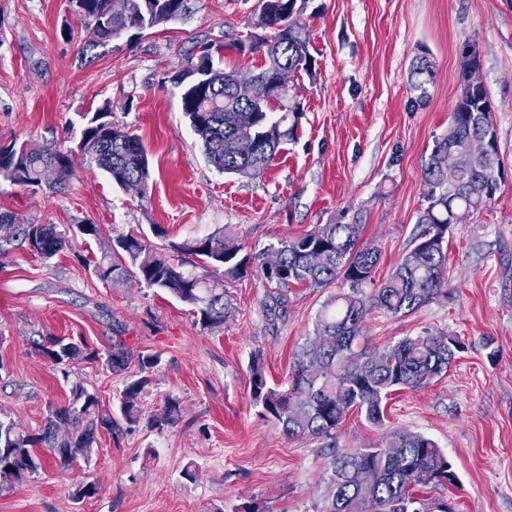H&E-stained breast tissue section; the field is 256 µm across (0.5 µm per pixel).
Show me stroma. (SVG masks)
<instances>
[{
  "label": "stroma",
  "instance_id": "35a3bbf8",
  "mask_svg": "<svg viewBox=\"0 0 512 512\" xmlns=\"http://www.w3.org/2000/svg\"><path fill=\"white\" fill-rule=\"evenodd\" d=\"M257 7L258 0H196L186 19L116 40L86 60L69 0H0V137L76 148L84 114L107 101L113 120L142 141L152 169L144 198L80 157L62 193L0 180V211L72 234L70 249L48 262L24 249L0 257V417L38 432L49 406L67 404L77 383L117 410L120 391L140 376L136 355L160 356L139 423L100 431L91 457L70 470L48 467L0 491V512H236L248 503L261 512H321L323 440L289 437L253 405L248 377L256 357L270 382L287 380L331 288L292 289L279 310L261 271L225 280L231 315L209 331L167 292L133 280L111 286L84 261L99 258L116 232L168 254L220 227L256 256L358 211L361 244L380 252L362 286L372 294L412 244L426 206L422 165L448 128L467 43L478 49L495 108L502 180L488 206L448 230L447 297L409 316L374 310L364 322L377 346L432 330L458 336L465 350L431 386L393 393L384 426L354 412L336 441L368 448L389 430L422 433L459 477L428 498L454 512H512V0H308L301 19L314 74L297 79L298 128L250 178L207 162L171 78L207 37L223 43L225 67L255 71L261 57L240 54L236 44ZM419 56L432 66L421 104L410 81ZM88 222L101 226V237L77 234ZM116 335L134 357L118 373L103 358ZM43 336L99 356L52 365L34 348ZM170 398L180 406L177 420L151 426ZM187 469L195 479L184 477ZM87 481L99 493L76 499L75 484Z\"/></svg>",
  "mask_w": 512,
  "mask_h": 512
}]
</instances>
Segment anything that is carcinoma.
<instances>
[{
    "instance_id": "1",
    "label": "carcinoma",
    "mask_w": 512,
    "mask_h": 512,
    "mask_svg": "<svg viewBox=\"0 0 512 512\" xmlns=\"http://www.w3.org/2000/svg\"><path fill=\"white\" fill-rule=\"evenodd\" d=\"M190 0H71L83 31V53L108 46L131 29L156 28L185 18ZM306 0H266L251 18L258 34L249 44L237 43L264 57L263 65L243 76L225 70L215 60L213 40L200 41L185 57L184 68L173 77L180 88L181 110L202 142L208 163L224 174L256 177L269 168L281 146L292 139L300 113L292 99L270 107L245 96L254 83L270 82L282 70L312 73L308 51L310 33L301 22ZM412 89L427 97L431 65L420 56L410 72ZM486 87L460 85L448 130L433 142L422 171L427 203L418 218L420 230L399 259L390 278L369 296L362 285L372 278L379 251L360 244L363 230L359 214L350 223L319 224L307 233L281 240L266 249L277 255V265L260 262L267 282L279 290L283 304L291 287L326 288L341 282L349 291L331 296L316 320V336L328 343L304 342L294 355L284 387L269 384L263 367L250 365L249 394L253 404L274 417L291 437L329 440L324 449L328 474L322 512H451L434 506L420 493L431 486L457 484L448 456L434 441L416 432L394 430L381 444L369 448H340L336 431L347 414L357 409L375 425L383 424V401L398 390L426 388L448 373L450 363L464 350L457 336L425 331L383 347L371 345L363 333L366 315L376 309L393 317L406 316L439 298L448 297L447 235L458 215L485 207L502 178L499 140L491 152L476 157L473 140L488 126L490 111ZM78 142L80 155L103 170L118 187L136 189L147 198L150 168L141 140L112 120L106 102L85 116ZM447 157L455 167V185H448ZM75 176L72 152L55 141L41 143L0 140V178L37 192L58 193ZM25 247L48 262L70 247L66 230L55 224H24L11 212H0V255ZM178 261L158 254L138 237L119 233L102 256L92 262L99 279L118 285L131 278L149 288L170 293L191 306L202 329L224 326L230 304L224 279L247 273L255 257L244 245L219 228L203 238H187L175 246ZM200 261L203 273L181 270L183 257ZM49 363L66 365L79 357L92 360L94 351L55 336L34 342ZM130 352L120 336L112 337L106 364L118 373L126 369ZM143 376L120 393L123 419L134 425L139 418V398L150 383L148 373L159 364L156 355H141ZM112 412L97 396L74 384L68 405L49 407L41 429L28 433L14 420L0 419V486L22 483L44 464L70 469L80 456L89 458L100 429L112 430ZM47 451L43 458L37 449ZM369 468L373 480L360 486L354 471Z\"/></svg>"
}]
</instances>
